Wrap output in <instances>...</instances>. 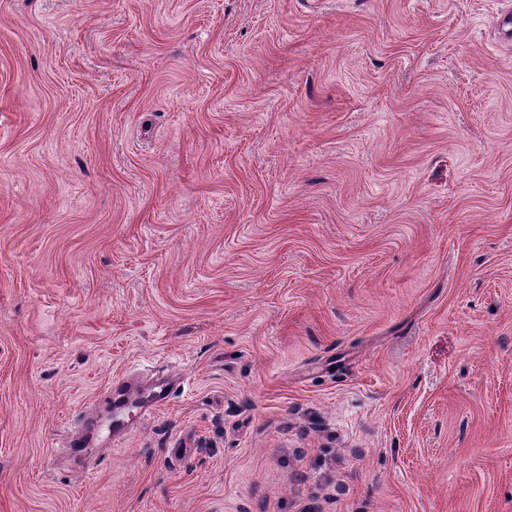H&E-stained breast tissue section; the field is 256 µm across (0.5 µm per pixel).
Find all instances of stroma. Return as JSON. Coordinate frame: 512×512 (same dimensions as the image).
Masks as SVG:
<instances>
[{
    "mask_svg": "<svg viewBox=\"0 0 512 512\" xmlns=\"http://www.w3.org/2000/svg\"><path fill=\"white\" fill-rule=\"evenodd\" d=\"M510 13L0 0V512H512Z\"/></svg>",
    "mask_w": 512,
    "mask_h": 512,
    "instance_id": "obj_1",
    "label": "stroma"
}]
</instances>
